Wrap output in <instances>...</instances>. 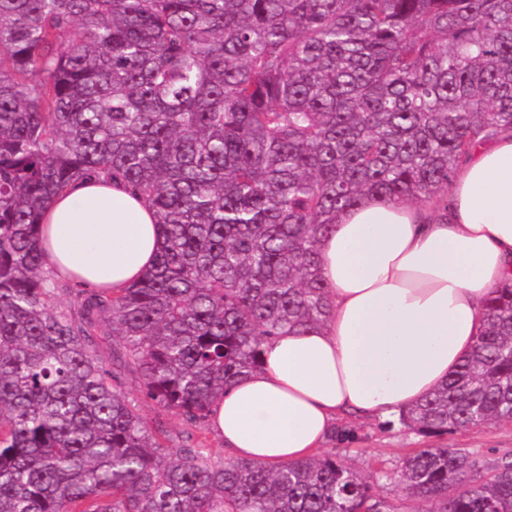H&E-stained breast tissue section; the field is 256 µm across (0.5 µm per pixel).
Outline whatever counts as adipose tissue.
I'll list each match as a JSON object with an SVG mask.
<instances>
[{
    "label": "adipose tissue",
    "instance_id": "obj_1",
    "mask_svg": "<svg viewBox=\"0 0 512 512\" xmlns=\"http://www.w3.org/2000/svg\"><path fill=\"white\" fill-rule=\"evenodd\" d=\"M40 246L56 278L100 290L140 280L160 237L142 198L86 178L45 209ZM319 251L330 317L265 344L262 368L216 403L210 425L229 457L304 459L340 418L397 417L447 380L512 277V132L477 144L437 204L362 203Z\"/></svg>",
    "mask_w": 512,
    "mask_h": 512
}]
</instances>
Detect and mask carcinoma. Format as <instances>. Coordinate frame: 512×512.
<instances>
[{"label":"carcinoma","mask_w":512,"mask_h":512,"mask_svg":"<svg viewBox=\"0 0 512 512\" xmlns=\"http://www.w3.org/2000/svg\"><path fill=\"white\" fill-rule=\"evenodd\" d=\"M512 132V0H0V512H392L333 453L214 461L165 445L95 337L190 424L323 327L319 242L369 196L435 202ZM120 179L155 211L141 280L75 313L39 244L72 182ZM425 434L512 423V278L448 380L402 411ZM435 512H512V451L414 448Z\"/></svg>","instance_id":"obj_1"}]
</instances>
